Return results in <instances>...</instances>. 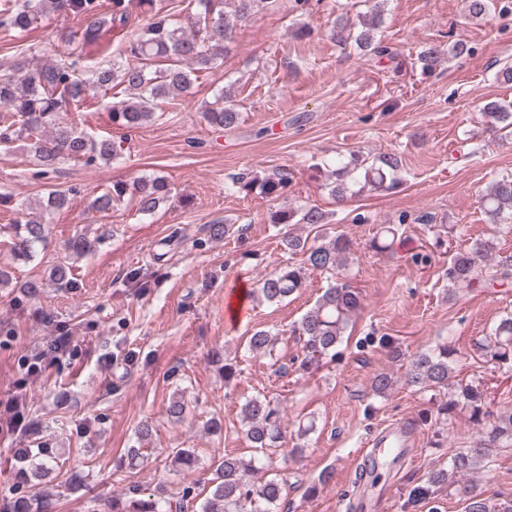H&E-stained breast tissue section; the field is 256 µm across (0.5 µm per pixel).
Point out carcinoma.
I'll list each match as a JSON object with an SVG mask.
<instances>
[{
    "instance_id": "1",
    "label": "carcinoma",
    "mask_w": 512,
    "mask_h": 512,
    "mask_svg": "<svg viewBox=\"0 0 512 512\" xmlns=\"http://www.w3.org/2000/svg\"><path fill=\"white\" fill-rule=\"evenodd\" d=\"M226 0H196V12L186 22L168 11L154 6L153 0H136V6L148 14V23L138 34L125 42L119 57L99 66L82 65L81 53L72 49L59 59L48 62L24 60L7 77H0V112L9 116L0 119V146L11 148L20 142L42 166V173L55 170L62 160L83 161L89 165L98 161L109 163L117 158L118 150L110 136H92L72 124L61 120L60 112L67 105H80L93 91L124 87L130 97L111 106L112 125L126 129L139 128L153 120L158 104L190 90L191 75L198 70L214 68L224 51V42L230 36L225 23ZM235 14L242 20L253 17L261 10L275 9L276 0H233ZM131 0H110V11L100 12V0H21L5 2L0 6V24L26 31L37 25L50 12L80 16L86 26L78 33H68L65 42L91 46L100 43L116 28L129 21ZM380 3L374 13L362 23L356 36L341 23L332 33L342 45L355 40L358 48L384 55L388 47L376 39L374 30L381 24ZM485 117L490 126L500 125L512 129V103L491 101L485 105ZM207 124L218 128H231L239 120L237 100L221 92L202 112ZM398 160L394 156L380 159V164L365 165L360 157L336 156V169L331 195L343 202L351 188L362 191L392 190L398 184L395 171ZM293 172L283 168L261 181L242 176L232 180V188L248 194L260 188L262 194L277 197L292 181ZM167 182L158 176L139 178L133 182L115 180L112 188L97 196L92 208L104 215L116 211L119 203L129 197L135 200L138 211L153 212L169 196ZM66 192L47 191L44 211H59L68 205ZM483 212L488 223L498 226L512 218V173L492 180L483 195ZM273 224L326 223L325 213L315 205L296 209L278 210L271 216ZM11 252L14 260L27 263L44 245L47 228L41 217H27L11 225ZM397 229L388 225L369 241V247L384 251L391 246L389 238ZM289 256L302 255V262L286 261L259 280L251 291V298L259 302L280 303L306 287L307 272L319 271L334 276L314 305L302 316L298 336L303 338L302 357L298 369L316 368L326 358L336 359V348L352 318L363 307L362 296L347 281L343 270L353 262L350 241L339 234L327 242L309 241L301 235H288L282 240ZM493 238H475L469 245L452 254L444 275L448 280V293L457 288L503 286L512 280V264L507 260L495 261ZM50 280L63 288L75 286L72 269L58 263L51 267ZM276 335L266 329L254 330L247 348L254 355H272ZM481 349L490 359L503 364L512 363V315L506 314L484 337ZM456 373V361L448 346L418 352L407 361L404 382L418 390L441 391L454 388L448 400L437 405L436 420L444 425L453 424L457 412L469 411V421L476 427L470 446L454 453L448 467L430 473L425 481L414 485L401 505L403 512H418L422 504L432 499L436 488L452 481L456 491L466 502V512H496L478 485L470 476L488 470L499 448L512 447V411L493 413L487 409L480 388L463 381L451 385ZM397 379L387 371L372 377L370 391L384 397ZM242 431L250 448L247 456L226 455L214 462V478L201 512H278L284 500L286 481L276 477L257 485L251 477L272 467L274 455L287 444V426L284 424L283 402L259 393L245 400L240 407ZM59 452L44 446L35 454L25 450L16 456L23 482L46 475L56 463ZM173 463L183 471L197 465V456L190 448H180ZM11 512H48L45 501L34 493L20 494L12 501ZM112 512H184V502L173 504L163 494L152 498L137 497V492L112 497Z\"/></svg>"
}]
</instances>
